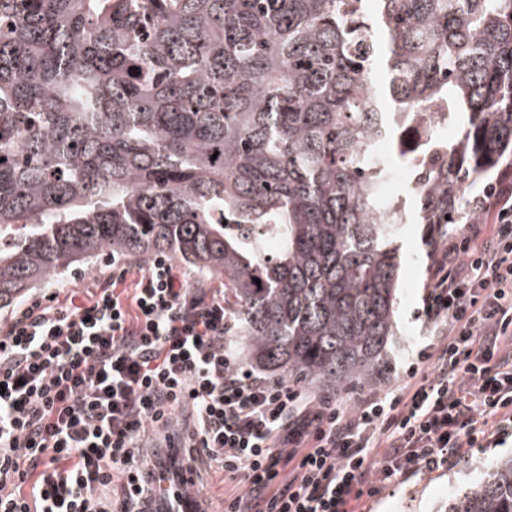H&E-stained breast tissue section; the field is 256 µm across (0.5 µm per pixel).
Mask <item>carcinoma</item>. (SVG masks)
Listing matches in <instances>:
<instances>
[{
  "label": "carcinoma",
  "instance_id": "carcinoma-1",
  "mask_svg": "<svg viewBox=\"0 0 512 512\" xmlns=\"http://www.w3.org/2000/svg\"><path fill=\"white\" fill-rule=\"evenodd\" d=\"M461 224L512 150V0H0V308L102 253L224 282L250 363L342 395L393 335L402 163ZM216 159H211V156ZM259 282H254V279ZM446 512H512V457ZM410 127L405 130L404 138L408 140L412 147H416L421 142L422 146L427 142L426 132L432 128L436 134H444L448 130V140H455L461 136L462 129L459 126H449L448 114L446 112H435L430 107L423 108L410 123ZM428 132V133H429ZM386 154L389 157V160L392 164V169L396 172L395 180L391 186V194H387L391 197H403L406 200V205L408 210L413 211L415 209V203L412 199V195L410 196L409 190L405 186L404 174L402 173V167L399 162V159L392 153L390 149L386 150Z\"/></svg>",
  "mask_w": 512,
  "mask_h": 512
}]
</instances>
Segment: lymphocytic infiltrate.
<instances>
[{"label":"lymphocytic infiltrate","mask_w":512,"mask_h":512,"mask_svg":"<svg viewBox=\"0 0 512 512\" xmlns=\"http://www.w3.org/2000/svg\"><path fill=\"white\" fill-rule=\"evenodd\" d=\"M473 213L438 230L429 344L349 410L245 368L223 289L164 254L113 260L82 304L27 303L0 321V512H142L201 463L224 475V512H357L512 439V185L487 182Z\"/></svg>","instance_id":"lymphocytic-infiltrate-1"}]
</instances>
